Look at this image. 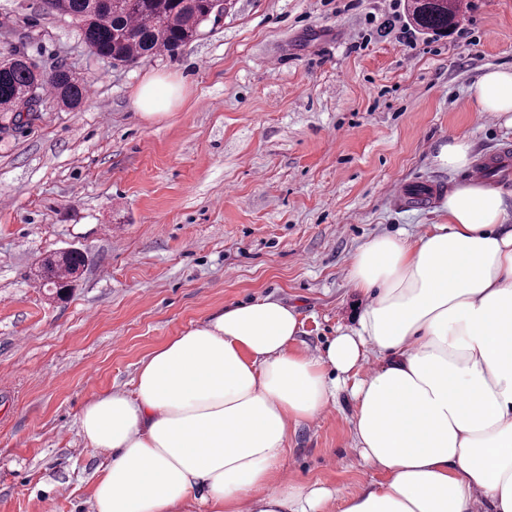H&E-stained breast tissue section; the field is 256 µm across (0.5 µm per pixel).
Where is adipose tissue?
<instances>
[{
    "instance_id": "ef3b65f1",
    "label": "adipose tissue",
    "mask_w": 512,
    "mask_h": 512,
    "mask_svg": "<svg viewBox=\"0 0 512 512\" xmlns=\"http://www.w3.org/2000/svg\"><path fill=\"white\" fill-rule=\"evenodd\" d=\"M177 89L147 79L133 104L167 113ZM512 129V68L470 88ZM512 190L449 188L440 223L361 246L353 288L367 302L321 353L272 297L227 306L141 360L128 393L79 417L106 455L92 512H512ZM354 449L383 482L345 497L284 476L292 426L342 389Z\"/></svg>"
}]
</instances>
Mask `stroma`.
<instances>
[{"label":"stroma","mask_w":512,"mask_h":512,"mask_svg":"<svg viewBox=\"0 0 512 512\" xmlns=\"http://www.w3.org/2000/svg\"><path fill=\"white\" fill-rule=\"evenodd\" d=\"M456 0L457 31L391 24L410 0H233L178 54L134 64L91 56L71 19L41 0H0V54L91 81L69 111L0 114V512H92L105 455L79 433L97 393L132 390L140 361L231 303L297 307L299 350L324 351L365 303L348 271L370 239L439 223L441 194L468 172L442 169L457 135L475 163L512 147L470 86L512 67V0ZM183 98L149 121L133 94L149 74ZM436 186L422 208L397 185ZM87 257L65 298L41 288L40 261ZM349 393L292 429L288 478L338 494L381 476L354 449Z\"/></svg>","instance_id":"35a3bbf8"}]
</instances>
